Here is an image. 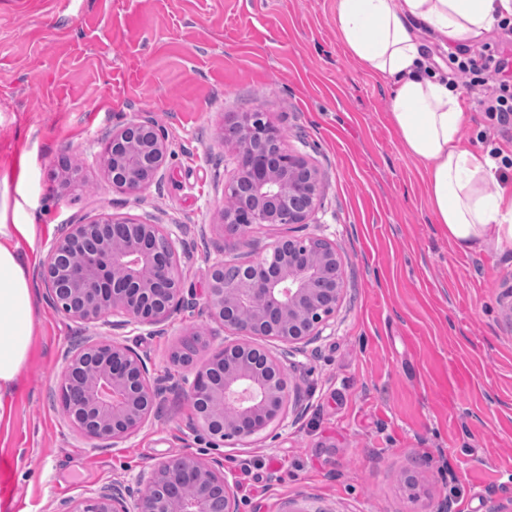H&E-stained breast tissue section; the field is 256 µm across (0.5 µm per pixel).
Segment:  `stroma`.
I'll list each match as a JSON object with an SVG mask.
<instances>
[{
  "label": "stroma",
  "instance_id": "35a3bbf8",
  "mask_svg": "<svg viewBox=\"0 0 512 512\" xmlns=\"http://www.w3.org/2000/svg\"><path fill=\"white\" fill-rule=\"evenodd\" d=\"M389 96L345 53L336 0H0V213L35 227L21 244L31 279L66 225L120 213L182 227L181 307L163 331L124 338L155 376H187L171 355L193 334L200 362L223 342L203 308L214 261H255L288 233H224L236 167L224 132L237 113H264L319 171L299 233L344 258L335 314L284 363L298 410L246 442L192 427L179 390L122 442L81 436L57 381L77 348L112 329L66 318L37 288L35 354L0 419L9 512H61L183 454L223 461L240 512H512V248L449 243ZM460 97L463 146L512 158V124ZM145 114L166 136L167 167L121 194L96 157L113 127Z\"/></svg>",
  "mask_w": 512,
  "mask_h": 512
}]
</instances>
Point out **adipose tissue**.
<instances>
[{
	"mask_svg": "<svg viewBox=\"0 0 512 512\" xmlns=\"http://www.w3.org/2000/svg\"><path fill=\"white\" fill-rule=\"evenodd\" d=\"M512 18V0H336V23L349 56L394 85L389 116L404 150L425 164L428 208L448 240L467 253L512 246V192L490 193L497 164L461 144L460 95L429 63L430 34L449 49L477 41ZM30 224L0 223V413L31 355L36 306L28 258Z\"/></svg>",
	"mask_w": 512,
	"mask_h": 512,
	"instance_id": "adipose-tissue-1",
	"label": "adipose tissue"
}]
</instances>
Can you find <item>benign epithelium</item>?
<instances>
[{
  "label": "benign epithelium",
  "instance_id": "1",
  "mask_svg": "<svg viewBox=\"0 0 512 512\" xmlns=\"http://www.w3.org/2000/svg\"><path fill=\"white\" fill-rule=\"evenodd\" d=\"M224 145L237 162L225 184L238 204L224 208V230L253 224H306L320 195L318 171L288 152L277 127L261 112H242ZM168 146L162 130L141 116L112 130L98 160L113 189L136 193L159 179ZM123 240L116 248L115 239ZM217 259L205 289L210 320L227 333L224 343L194 365L203 340L184 343L178 361L194 366L183 379L198 425L214 440H247L282 420L290 382L282 359L322 335L344 293V262L326 239L281 237L270 252L233 277ZM48 299L69 319L113 331L157 326L175 312L182 291L175 232L121 214L68 224L41 267ZM259 336L280 351L240 341ZM167 380L150 375L145 358L117 338L74 352L59 380L60 402L73 427L88 439L124 441L150 420ZM151 491L112 487L69 501L62 512H239L224 463L204 464L184 454L156 463Z\"/></svg>",
  "mask_w": 512,
  "mask_h": 512
}]
</instances>
